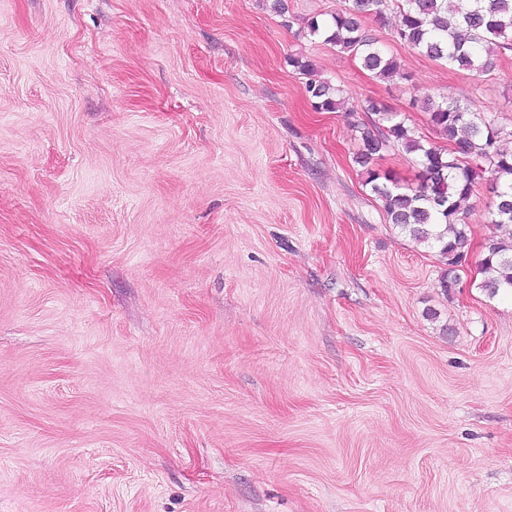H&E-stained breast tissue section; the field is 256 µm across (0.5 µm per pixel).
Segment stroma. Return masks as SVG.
<instances>
[{
	"label": "stroma",
	"instance_id": "obj_1",
	"mask_svg": "<svg viewBox=\"0 0 512 512\" xmlns=\"http://www.w3.org/2000/svg\"><path fill=\"white\" fill-rule=\"evenodd\" d=\"M0 0V512H512V300L450 293L386 221L341 112L512 147V53L452 69L368 17L387 81L309 19L344 0ZM415 187L414 154L374 160ZM288 63L299 71L313 76L306 84V91L311 106L316 111L322 112H345L350 118H354L357 110L353 107H348L346 101L341 96V90L332 86L327 81H320L315 78L314 68L309 61H303L299 58H289Z\"/></svg>",
	"mask_w": 512,
	"mask_h": 512
}]
</instances>
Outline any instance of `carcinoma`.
Instances as JSON below:
<instances>
[{"label":"carcinoma","mask_w":512,"mask_h":512,"mask_svg":"<svg viewBox=\"0 0 512 512\" xmlns=\"http://www.w3.org/2000/svg\"><path fill=\"white\" fill-rule=\"evenodd\" d=\"M347 8L326 21L311 19L307 29L383 80L407 79L396 58L384 53L366 31L362 18H383L393 8L395 36L404 46L459 70L488 74L493 57L512 52V0H349ZM288 63L311 76L306 91L316 111L357 110L346 105L341 90L313 77V65L299 58ZM423 108L436 134L447 146L424 142L410 134L405 123L373 101L363 109L377 119L355 124L362 149L355 161L366 168V184L382 202L388 223L412 240L437 250L446 269L439 281L448 291L460 280L459 267L468 254V225L462 223V203L475 195L478 180L490 174L494 200L490 222L495 232L483 244L478 284L488 297L512 293V211L500 203L512 201V152L500 147V128L494 118L457 100L427 96ZM413 153L422 167V182L404 189L390 176L370 167L390 144Z\"/></svg>","instance_id":"obj_1"}]
</instances>
